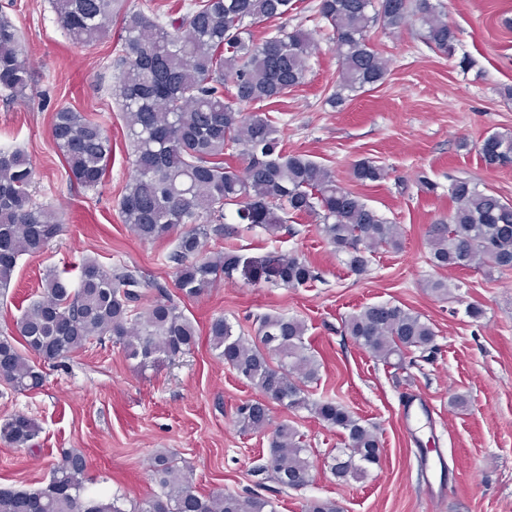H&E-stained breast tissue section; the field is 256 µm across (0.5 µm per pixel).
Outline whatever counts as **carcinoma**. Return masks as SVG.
<instances>
[{"label": "carcinoma", "instance_id": "cac0c4a2", "mask_svg": "<svg viewBox=\"0 0 512 512\" xmlns=\"http://www.w3.org/2000/svg\"><path fill=\"white\" fill-rule=\"evenodd\" d=\"M117 6L118 0H53L61 26L86 48L107 36ZM295 9L296 0H189L165 22L141 9L121 14L112 94L125 122L131 177L119 211L143 242L174 238L168 259L175 264V286L187 299L238 272L256 279L268 267L275 272L269 283L282 288H300L317 278L294 252L262 258L233 249L210 253L205 243L210 231L233 238L244 225L275 237L289 216H313L322 239L358 275L367 271L375 250L403 247L398 225L343 186L331 169L308 154L287 151L284 129L265 113L240 108L277 103L305 83L319 50L312 33L279 29L258 39L253 32ZM317 11L332 29L340 63L336 84L324 96L333 110L384 81L388 63L370 37L379 21L389 30L416 25L436 50L450 58L456 53V30L432 0H319ZM28 81L20 31L1 14L0 91L22 100ZM51 135L70 181L88 189L102 183L112 142L101 122L61 107ZM478 153L486 167H506L512 131L488 133ZM234 159L242 168L230 165ZM34 176L22 151L0 148V297L20 259L41 253L61 230L57 212L34 203ZM351 176L373 183L388 171L359 159ZM448 197L453 203L448 218L428 230L433 265L453 270L466 260L489 277L512 271V202L468 176L449 178ZM228 205L236 207L231 223L224 213ZM149 288L153 299L142 305ZM344 331L397 370L406 369V355L413 351L428 360L438 350L433 326L400 303L368 304L345 320ZM306 333L304 320L281 313L259 317L251 340L222 316L208 326L211 348L258 392V398L237 406L235 419L241 431L267 436V460L250 469L259 487L273 482L299 489L312 480L302 434L287 421L270 426L271 402L305 409L341 433L344 447L329 463L337 479L360 480L380 461L374 426L334 398H308L306 387L319 380L320 363ZM105 336L140 370L172 363L198 341L194 325L165 288L136 270H114L88 257L75 283L48 272L11 331L0 333V384L14 392L37 390L44 368L65 365L90 340ZM39 432V425L20 413L0 423V440L13 448L32 447ZM150 472L160 494L128 511L122 497L91 490L85 455L63 449L45 488L0 489V512H277L276 502L258 492L199 493L190 473L167 452L151 458Z\"/></svg>", "mask_w": 512, "mask_h": 512}]
</instances>
